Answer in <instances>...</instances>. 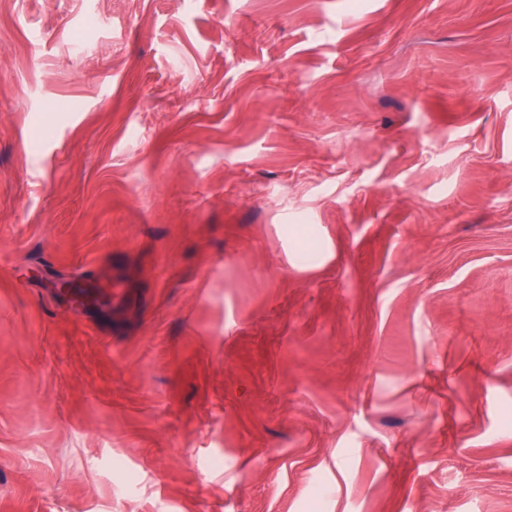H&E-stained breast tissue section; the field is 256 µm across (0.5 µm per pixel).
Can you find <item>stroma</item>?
Listing matches in <instances>:
<instances>
[{
    "label": "stroma",
    "instance_id": "35a3bbf8",
    "mask_svg": "<svg viewBox=\"0 0 512 512\" xmlns=\"http://www.w3.org/2000/svg\"><path fill=\"white\" fill-rule=\"evenodd\" d=\"M0 512H512V0H0Z\"/></svg>",
    "mask_w": 512,
    "mask_h": 512
}]
</instances>
